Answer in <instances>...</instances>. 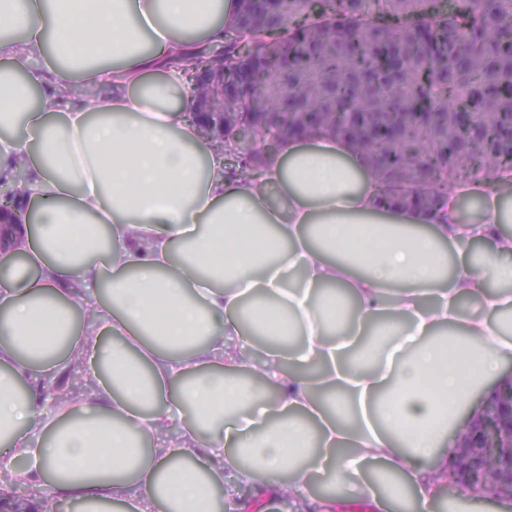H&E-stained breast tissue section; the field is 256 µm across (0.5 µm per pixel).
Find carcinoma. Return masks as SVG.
Masks as SVG:
<instances>
[{"instance_id": "carcinoma-1", "label": "carcinoma", "mask_w": 512, "mask_h": 512, "mask_svg": "<svg viewBox=\"0 0 512 512\" xmlns=\"http://www.w3.org/2000/svg\"><path fill=\"white\" fill-rule=\"evenodd\" d=\"M252 12L268 24L252 27ZM199 47L167 64L200 97L196 76L224 73L227 159L245 178L259 181L274 147L254 112L280 114L283 139L351 140L389 204L437 212L473 165L512 170V11L492 0H243L224 45Z\"/></svg>"}]
</instances>
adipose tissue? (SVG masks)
<instances>
[{
  "label": "adipose tissue",
  "mask_w": 512,
  "mask_h": 512,
  "mask_svg": "<svg viewBox=\"0 0 512 512\" xmlns=\"http://www.w3.org/2000/svg\"><path fill=\"white\" fill-rule=\"evenodd\" d=\"M239 0H0V466L78 512H415L512 361V171L461 224L380 198L336 135L233 174L164 57ZM470 309H463V302ZM269 337L256 352L234 344ZM85 391L44 404L43 382ZM178 438L155 447L159 433ZM397 476L387 488L381 474Z\"/></svg>",
  "instance_id": "1"
}]
</instances>
